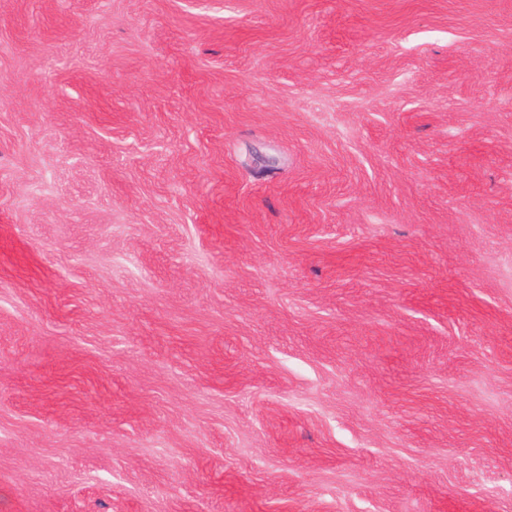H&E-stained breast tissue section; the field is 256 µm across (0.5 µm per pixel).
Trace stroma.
<instances>
[{
	"mask_svg": "<svg viewBox=\"0 0 512 512\" xmlns=\"http://www.w3.org/2000/svg\"><path fill=\"white\" fill-rule=\"evenodd\" d=\"M0 512H512V0H0Z\"/></svg>",
	"mask_w": 512,
	"mask_h": 512,
	"instance_id": "stroma-1",
	"label": "stroma"
}]
</instances>
